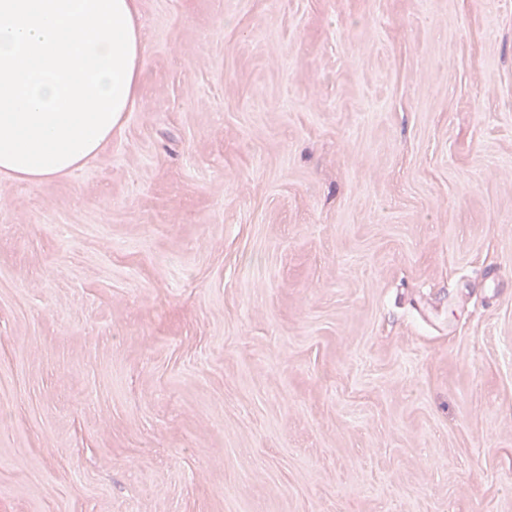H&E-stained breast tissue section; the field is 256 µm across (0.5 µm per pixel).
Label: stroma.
<instances>
[{
  "mask_svg": "<svg viewBox=\"0 0 512 512\" xmlns=\"http://www.w3.org/2000/svg\"><path fill=\"white\" fill-rule=\"evenodd\" d=\"M139 7L0 179V512H512V0Z\"/></svg>",
  "mask_w": 512,
  "mask_h": 512,
  "instance_id": "1",
  "label": "stroma"
}]
</instances>
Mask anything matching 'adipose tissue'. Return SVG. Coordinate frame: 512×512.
<instances>
[{
	"instance_id": "obj_1",
	"label": "adipose tissue",
	"mask_w": 512,
	"mask_h": 512,
	"mask_svg": "<svg viewBox=\"0 0 512 512\" xmlns=\"http://www.w3.org/2000/svg\"><path fill=\"white\" fill-rule=\"evenodd\" d=\"M138 0H0V177L43 182L94 158L132 111Z\"/></svg>"
}]
</instances>
